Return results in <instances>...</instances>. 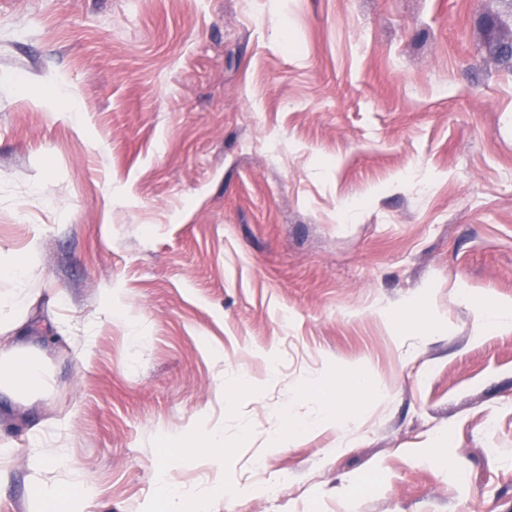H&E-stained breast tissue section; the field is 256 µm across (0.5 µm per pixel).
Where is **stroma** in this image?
<instances>
[{
	"mask_svg": "<svg viewBox=\"0 0 512 512\" xmlns=\"http://www.w3.org/2000/svg\"><path fill=\"white\" fill-rule=\"evenodd\" d=\"M487 15L512 0H0V259L66 334L32 341L47 396H0V512L40 480L79 512H162L167 481L203 512H512ZM204 427L231 456L177 461Z\"/></svg>",
	"mask_w": 512,
	"mask_h": 512,
	"instance_id": "obj_1",
	"label": "stroma"
}]
</instances>
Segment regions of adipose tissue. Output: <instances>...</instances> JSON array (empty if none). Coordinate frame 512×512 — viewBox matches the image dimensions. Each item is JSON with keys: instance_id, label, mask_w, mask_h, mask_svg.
Listing matches in <instances>:
<instances>
[{"instance_id": "1", "label": "adipose tissue", "mask_w": 512, "mask_h": 512, "mask_svg": "<svg viewBox=\"0 0 512 512\" xmlns=\"http://www.w3.org/2000/svg\"><path fill=\"white\" fill-rule=\"evenodd\" d=\"M19 286L0 296V393L15 398L51 387V374L41 353L25 345L31 289L22 287L24 265L12 263Z\"/></svg>"}]
</instances>
